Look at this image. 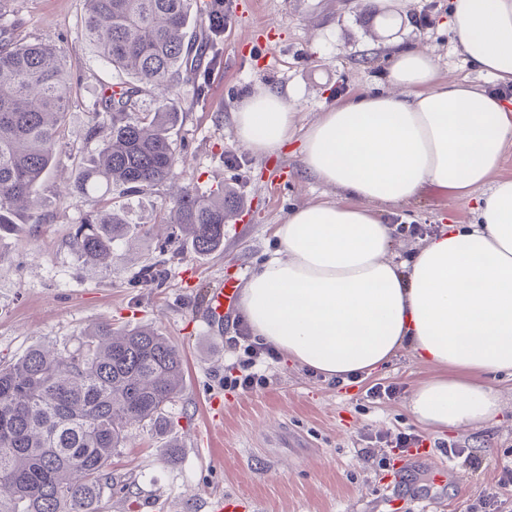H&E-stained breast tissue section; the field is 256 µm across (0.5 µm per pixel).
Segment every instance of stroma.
Returning <instances> with one entry per match:
<instances>
[{"label": "stroma", "mask_w": 512, "mask_h": 512, "mask_svg": "<svg viewBox=\"0 0 512 512\" xmlns=\"http://www.w3.org/2000/svg\"><path fill=\"white\" fill-rule=\"evenodd\" d=\"M84 0H0L5 19L20 20L28 39L55 42L71 57L80 85L61 134L57 162L37 189L33 210L40 223L18 216L0 233V361L9 363L33 344L75 343L92 324L116 329L150 326L183 358L181 392L159 433L132 427L112 456L114 486L104 489L103 512H212L216 499L232 495L243 512H388L386 498L403 495L412 512H512V375L492 378L503 395L502 411L479 428L434 432L420 427L405 404L427 367L405 353L388 367L350 384L274 359L267 383L228 391L224 373L241 352L230 344L244 332L241 314L225 321L222 336L205 334L198 316L206 288L232 274L248 281L278 243L275 225L305 203L330 199V191L305 175L297 146L258 157L234 135L231 114L243 93L281 91L306 127L342 97L382 89L386 67L384 32L359 0H226L229 20L219 40L220 61L210 72L206 99L193 102L191 85L179 97L189 104L172 137L181 161L173 178L152 189L123 194L113 188L102 205H125L131 234L114 247L109 266H88L71 243L84 212L73 194L74 159L96 158L88 137V109L102 84L120 82L91 46L78 38ZM397 35L404 43L433 50L440 78L490 86L457 49L448 30V0H413L410 22ZM230 190L238 210L224 226L223 248L196 255L179 240L178 228L162 221L181 189L201 194ZM473 202L429 187L407 205L392 209L396 252L406 259L420 240L406 225L427 234L448 220L468 224ZM164 261L159 285H145L139 269ZM395 385L391 398L371 400L372 384ZM412 433L421 449L399 452L390 442ZM462 453L448 457V445ZM172 447V460L160 448ZM447 469L433 481L434 468Z\"/></svg>", "instance_id": "stroma-1"}]
</instances>
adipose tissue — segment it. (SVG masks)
<instances>
[{"label": "adipose tissue", "mask_w": 512, "mask_h": 512, "mask_svg": "<svg viewBox=\"0 0 512 512\" xmlns=\"http://www.w3.org/2000/svg\"><path fill=\"white\" fill-rule=\"evenodd\" d=\"M449 28L476 69L512 84V0H449ZM389 91L348 96L305 127L306 172L336 193L277 225L279 251L245 284L254 338L291 365L349 381L409 352L430 374L406 408L442 432L482 426L501 409L489 375L512 373V105L466 81L440 79L427 50L391 45ZM284 94L246 95L237 140L279 151L296 128ZM433 185L475 200L476 221L452 224L396 260L386 210Z\"/></svg>", "instance_id": "obj_1"}]
</instances>
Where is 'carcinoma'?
<instances>
[{"instance_id":"cac0c4a2","label":"carcinoma","mask_w":512,"mask_h":512,"mask_svg":"<svg viewBox=\"0 0 512 512\" xmlns=\"http://www.w3.org/2000/svg\"><path fill=\"white\" fill-rule=\"evenodd\" d=\"M79 33L99 61L130 76L119 90L92 103L88 136L99 157L80 166L73 192L88 207L73 246L97 264L128 235L122 206L98 208L112 186L128 193L169 180L179 163L170 131L184 108L171 96L190 82L193 101L206 96L201 61L224 32V0H85ZM207 23L206 41L189 34ZM21 24L0 21V230L15 223L18 201L32 196L53 163L74 97L63 51L28 41ZM147 93L157 106L140 111ZM220 189L182 190L163 220L187 235L195 253L224 246V224L236 209ZM179 350L150 328L90 326L72 348L31 347L0 368V512H101V489L112 485V452L131 426L160 430L182 384Z\"/></svg>"}]
</instances>
